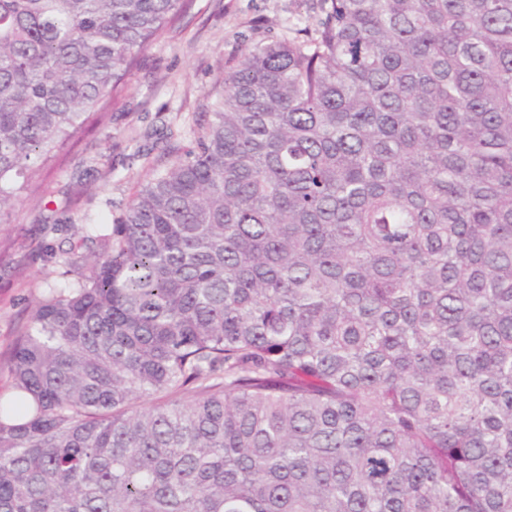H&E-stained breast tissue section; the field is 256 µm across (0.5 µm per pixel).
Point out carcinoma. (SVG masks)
<instances>
[{"mask_svg": "<svg viewBox=\"0 0 512 512\" xmlns=\"http://www.w3.org/2000/svg\"><path fill=\"white\" fill-rule=\"evenodd\" d=\"M183 0H0V224ZM35 305L0 512H512V0H323Z\"/></svg>", "mask_w": 512, "mask_h": 512, "instance_id": "obj_1", "label": "carcinoma"}]
</instances>
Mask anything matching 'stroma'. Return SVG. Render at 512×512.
Here are the masks:
<instances>
[{"instance_id":"35a3bbf8","label":"stroma","mask_w":512,"mask_h":512,"mask_svg":"<svg viewBox=\"0 0 512 512\" xmlns=\"http://www.w3.org/2000/svg\"><path fill=\"white\" fill-rule=\"evenodd\" d=\"M317 0H185L179 20L138 57L121 95L36 178L0 224V394L8 359L44 291L68 279L49 248L83 256L86 224H113L139 184L190 146L192 130L224 92V67L246 45L314 25Z\"/></svg>"}]
</instances>
